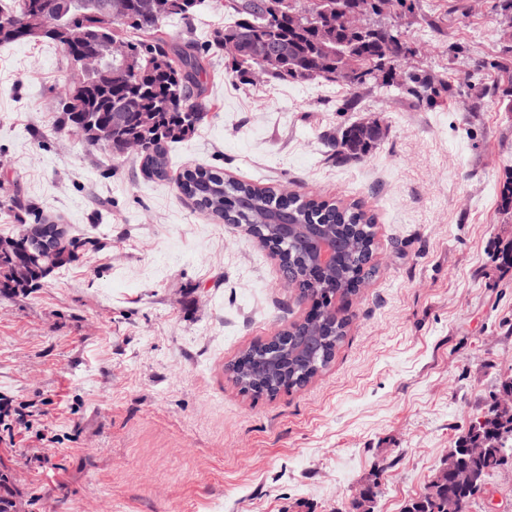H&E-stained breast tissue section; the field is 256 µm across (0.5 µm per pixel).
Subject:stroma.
<instances>
[{
  "instance_id": "stroma-1",
  "label": "stroma",
  "mask_w": 512,
  "mask_h": 512,
  "mask_svg": "<svg viewBox=\"0 0 512 512\" xmlns=\"http://www.w3.org/2000/svg\"><path fill=\"white\" fill-rule=\"evenodd\" d=\"M501 0H416L402 28L434 104L320 82L240 81L212 48L220 0L168 17L207 69L208 116L168 148L165 179L138 155L72 135L69 69L46 41L0 44V234L45 216L99 240L28 295H0V475L13 512H403L512 375V71ZM374 118L363 159L328 145ZM202 166L259 188L359 205L375 221L376 275L335 297L351 319L330 366L276 397L224 370L300 321L310 301L240 228L195 208L176 179ZM465 512H512L491 472Z\"/></svg>"
}]
</instances>
